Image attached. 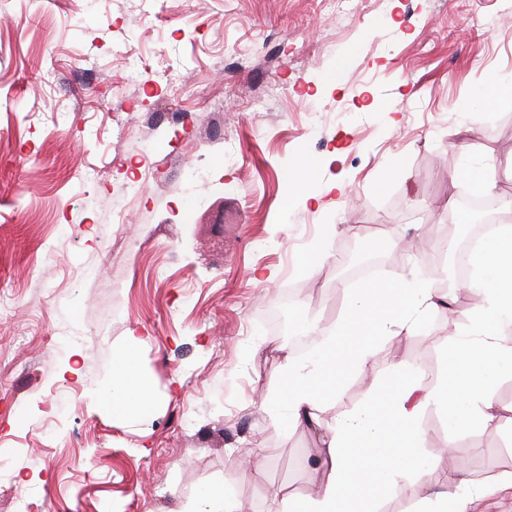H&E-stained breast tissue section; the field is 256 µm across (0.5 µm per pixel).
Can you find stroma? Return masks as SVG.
<instances>
[{
	"label": "stroma",
	"instance_id": "1",
	"mask_svg": "<svg viewBox=\"0 0 512 512\" xmlns=\"http://www.w3.org/2000/svg\"><path fill=\"white\" fill-rule=\"evenodd\" d=\"M491 71L512 73V0H0V512L17 492L33 512H191L227 481L248 512L313 495L315 434L262 400L291 347L264 313L298 286L319 346L362 288L354 242L400 249L384 282L447 278L419 256L468 231L447 153L495 165L512 225V98L469 113ZM132 336L152 406L126 419L97 395ZM396 360L446 382L447 311L337 378L321 427L398 386ZM508 437L427 409L432 465L380 512L459 476L493 489L471 512H512Z\"/></svg>",
	"mask_w": 512,
	"mask_h": 512
}]
</instances>
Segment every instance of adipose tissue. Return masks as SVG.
I'll use <instances>...</instances> for the list:
<instances>
[{"label": "adipose tissue", "instance_id": "adipose-tissue-1", "mask_svg": "<svg viewBox=\"0 0 512 512\" xmlns=\"http://www.w3.org/2000/svg\"><path fill=\"white\" fill-rule=\"evenodd\" d=\"M467 288L479 301L466 313L468 334L448 338L454 350V379L435 390L423 387L410 371L402 372L395 390L372 382L359 407L340 416L331 429L319 431L323 470L317 493L300 501L281 500L279 512H374L373 503L358 493L363 480L391 488L407 464L430 467V460L418 450L426 409L443 411L453 430L502 416L493 391L502 370L512 365V342L503 337L504 329L512 327L511 225L475 254ZM378 293L382 303L376 309L364 294H349L343 321L328 329L313 358L301 362L292 353L284 354L282 376L288 389L267 401L286 406L285 426L317 428L316 412L324 399L322 377L363 370L376 341L412 335L441 299L438 289L416 276L382 286ZM114 377L113 412L142 413L150 407L133 345H124L116 355Z\"/></svg>", "mask_w": 512, "mask_h": 512}]
</instances>
